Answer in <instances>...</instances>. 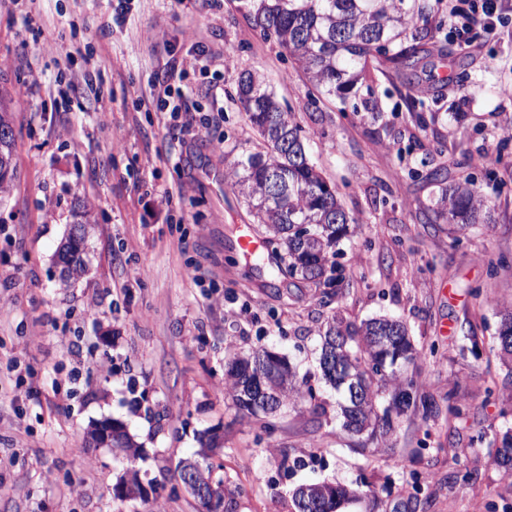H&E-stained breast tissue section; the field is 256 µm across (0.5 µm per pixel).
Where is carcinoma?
Returning a JSON list of instances; mask_svg holds the SVG:
<instances>
[{
	"label": "carcinoma",
	"mask_w": 512,
	"mask_h": 512,
	"mask_svg": "<svg viewBox=\"0 0 512 512\" xmlns=\"http://www.w3.org/2000/svg\"><path fill=\"white\" fill-rule=\"evenodd\" d=\"M238 10L267 38H273L322 95L346 104L357 85L375 95L372 71L395 73L415 66L426 41L442 24L445 0H239ZM235 96L254 131L253 148L227 172L230 185L254 211L266 242L283 248L277 270L316 288H335L342 276L332 258L358 220L345 212L336 190L310 161L300 128L276 96L250 72L239 78ZM14 138L0 136V197L15 178ZM442 185L434 216L427 222L460 226L484 224L491 207L469 177L447 183L448 169L429 172ZM84 243L67 235L58 257L68 258L69 279L85 272ZM319 368L323 379L344 392L342 427L366 447L388 427L379 416L377 396L394 392L398 409L410 407L414 381L392 370L411 362L417 351L406 324L380 317L356 324L334 317L320 332ZM498 338L512 356V309L503 314ZM225 385L235 406L252 416L273 413L299 393L291 363L268 350L227 363ZM317 495L314 512H338L357 492L340 484L307 486Z\"/></svg>",
	"instance_id": "obj_1"
}]
</instances>
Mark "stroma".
<instances>
[{
  "label": "stroma",
  "mask_w": 512,
  "mask_h": 512,
  "mask_svg": "<svg viewBox=\"0 0 512 512\" xmlns=\"http://www.w3.org/2000/svg\"><path fill=\"white\" fill-rule=\"evenodd\" d=\"M505 2L493 27L475 17L466 49L436 36L411 82L379 76L375 121L310 106L305 75L237 0H0V86L32 84L11 104L17 177L0 200V454L13 459L0 470V512H199L175 467L211 429L224 438L211 458L229 490L224 512H292L291 490L315 482L372 490L379 512H512V481L490 448L512 429V358L497 339L512 307ZM93 70L99 94L67 91ZM245 71L294 112L308 156L359 221L335 257L338 291L292 287L236 247L237 225L254 217L232 187L215 194L210 176L252 147L235 100ZM160 82L219 122L167 136ZM419 101L437 116L424 128ZM487 154L501 164L482 169ZM438 165L449 180L474 177L491 223H422L441 194L426 177ZM166 189L178 205L162 204ZM86 218L87 271L66 283L56 252ZM478 288L491 302L475 300ZM339 314L403 318L418 358L400 374L433 403L391 417L364 452L318 366L319 332ZM263 348L313 393L262 422L234 406L224 371ZM103 419L122 423L138 457L92 443ZM131 469L147 498L117 497Z\"/></svg>",
  "instance_id": "obj_1"
}]
</instances>
